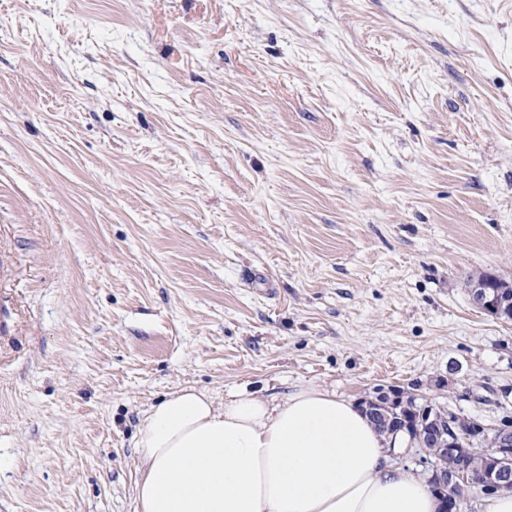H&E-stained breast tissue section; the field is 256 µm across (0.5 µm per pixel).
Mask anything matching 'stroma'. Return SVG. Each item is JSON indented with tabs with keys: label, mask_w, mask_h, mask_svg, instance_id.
<instances>
[{
	"label": "stroma",
	"mask_w": 512,
	"mask_h": 512,
	"mask_svg": "<svg viewBox=\"0 0 512 512\" xmlns=\"http://www.w3.org/2000/svg\"><path fill=\"white\" fill-rule=\"evenodd\" d=\"M481 273L512 283V0H0V512H134L188 387L496 426Z\"/></svg>",
	"instance_id": "obj_1"
}]
</instances>
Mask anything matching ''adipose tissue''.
<instances>
[{
  "label": "adipose tissue",
  "instance_id": "1",
  "mask_svg": "<svg viewBox=\"0 0 512 512\" xmlns=\"http://www.w3.org/2000/svg\"><path fill=\"white\" fill-rule=\"evenodd\" d=\"M136 512H439L426 475L392 462L361 407L309 385L285 397L191 388L139 428Z\"/></svg>",
  "mask_w": 512,
  "mask_h": 512
}]
</instances>
